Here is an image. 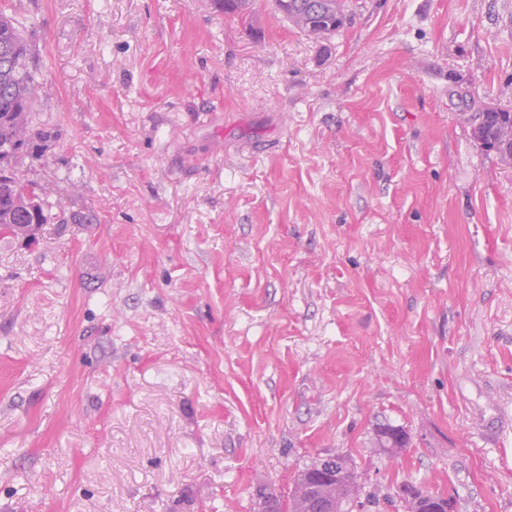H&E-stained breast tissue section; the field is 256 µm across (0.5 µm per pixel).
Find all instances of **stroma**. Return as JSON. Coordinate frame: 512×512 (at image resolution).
<instances>
[{
    "mask_svg": "<svg viewBox=\"0 0 512 512\" xmlns=\"http://www.w3.org/2000/svg\"><path fill=\"white\" fill-rule=\"evenodd\" d=\"M27 161L57 220L0 235V512H253L347 457L512 512V0H13ZM409 435L381 447L377 423ZM281 0H276L278 7L287 15L289 22L305 31L311 25H322L326 31H335L346 21L342 0H319L326 7L315 11L309 6L310 0H292L288 9L281 7ZM323 27L312 26L310 33L318 34L325 31ZM486 111L479 112L474 116L471 128L472 137L486 152L496 154L502 162L511 166L512 112L499 109H487Z\"/></svg>",
    "mask_w": 512,
    "mask_h": 512,
    "instance_id": "35a3bbf8",
    "label": "stroma"
}]
</instances>
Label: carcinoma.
<instances>
[{
    "instance_id": "carcinoma-1",
    "label": "carcinoma",
    "mask_w": 512,
    "mask_h": 512,
    "mask_svg": "<svg viewBox=\"0 0 512 512\" xmlns=\"http://www.w3.org/2000/svg\"><path fill=\"white\" fill-rule=\"evenodd\" d=\"M6 0H0V232L19 237L21 226L33 229L52 219L46 189L23 174L26 158L39 155L54 132L34 123V105L39 93L35 69L30 67V33L21 29L14 15L7 13ZM310 0H292L285 10L289 22L305 31L321 25L334 31L346 21L342 0H319L318 11ZM218 11L247 19L248 0H214ZM471 133L485 151L512 164V112H479ZM353 494L364 497L370 507L379 506L371 493L350 481L349 473L338 477L319 476V462L298 471L288 496L277 495L266 486L255 490L257 509L267 506L274 512H313L311 499L327 502Z\"/></svg>"
}]
</instances>
